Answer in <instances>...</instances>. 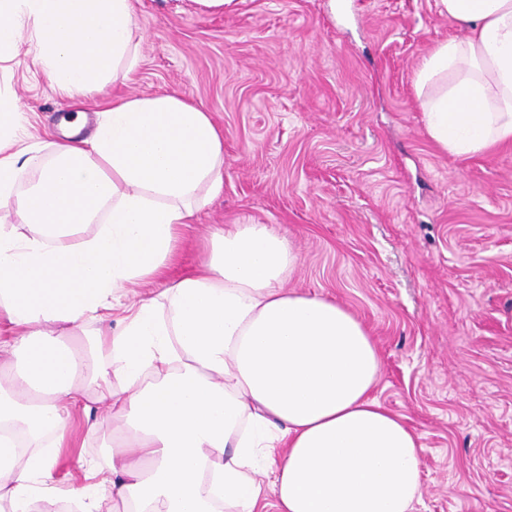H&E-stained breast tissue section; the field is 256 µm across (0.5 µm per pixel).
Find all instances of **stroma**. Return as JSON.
<instances>
[{"instance_id":"1","label":"stroma","mask_w":512,"mask_h":512,"mask_svg":"<svg viewBox=\"0 0 512 512\" xmlns=\"http://www.w3.org/2000/svg\"><path fill=\"white\" fill-rule=\"evenodd\" d=\"M127 84L83 104L50 85L36 43L0 59V92L52 155L66 116L113 94L178 92L224 135V193L183 231L168 279L193 273L227 224H273L299 260L287 288L336 300L374 339L375 395L420 437L413 512H512V145L443 150L415 78L464 38L439 0H134ZM126 425L98 405L71 420L54 476L82 483Z\"/></svg>"}]
</instances>
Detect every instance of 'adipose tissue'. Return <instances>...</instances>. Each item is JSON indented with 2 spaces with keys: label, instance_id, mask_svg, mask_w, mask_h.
Here are the masks:
<instances>
[{
  "label": "adipose tissue",
  "instance_id": "obj_1",
  "mask_svg": "<svg viewBox=\"0 0 512 512\" xmlns=\"http://www.w3.org/2000/svg\"><path fill=\"white\" fill-rule=\"evenodd\" d=\"M467 36L439 43L416 77L429 136L466 155L512 143V0H441ZM30 32L52 86L71 101L127 80L136 62L132 0H0V57ZM14 99L0 97V197L33 160ZM224 190V137L176 92L120 96L90 137L66 134L0 224V512L35 501L79 512H413L418 435L375 397L381 362L336 301L283 279L298 260L269 224H228L203 270L99 331L105 368L65 344L102 320L113 292L161 280L184 226ZM98 225L82 244L72 237ZM133 431L116 444L111 496L52 482L73 410L89 398Z\"/></svg>",
  "mask_w": 512,
  "mask_h": 512
}]
</instances>
